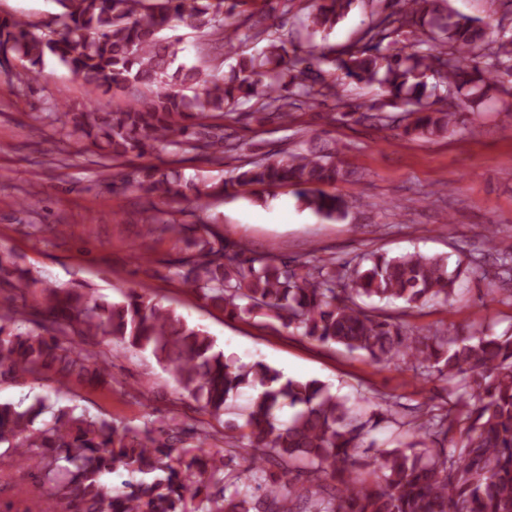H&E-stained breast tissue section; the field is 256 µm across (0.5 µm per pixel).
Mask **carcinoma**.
I'll return each mask as SVG.
<instances>
[{"label": "carcinoma", "instance_id": "1", "mask_svg": "<svg viewBox=\"0 0 512 512\" xmlns=\"http://www.w3.org/2000/svg\"><path fill=\"white\" fill-rule=\"evenodd\" d=\"M59 12L41 29L0 18V61L14 59L34 78L53 57L75 76L126 92L122 109L45 112L65 118L70 135L117 162L143 155L156 142L221 160L243 150L234 136L237 107L263 126L288 121L291 108L319 97L340 100L336 81L314 65L326 60L332 76L378 83L393 112L361 113L404 136L433 139L459 131L469 103L461 89L489 87L512 76V35L488 38L477 20L448 9L447 0H397L400 9L378 15L365 42L324 58L295 45L285 23L263 13L236 18L240 0H55ZM353 0H316L301 26L330 28ZM179 23L207 38V50L237 56L218 76L178 62L183 38L162 32ZM408 33L411 51L384 41ZM248 42L265 43L251 55ZM433 83H428V79ZM352 172L338 150H283L241 164L222 183L185 181L174 170H140L137 185L171 201L200 203L234 187L298 189L304 206L341 219L346 201L336 186ZM142 223L180 232L154 211ZM495 229L487 252L458 261L409 252L371 251L355 260H299L257 254L230 244L201 218L176 275L230 319L265 317L323 347L357 354L376 365L395 364L421 382L446 385L448 399L428 397L413 420L398 419L397 398L363 393L367 411L336 395L318 379H298L262 361L242 363L200 326L133 289L106 300L82 285L49 286L29 307L13 292L39 280L0 253V379H47L60 390L95 382L112 387V347L149 352L169 369L179 388L212 417L235 414L224 446L184 445L178 432L145 422L116 426L45 397L0 403V464L36 472L39 494L16 512H512V334H462L416 329L370 303L398 301L404 310L449 303L457 278L493 276L512 283V250H500ZM101 346L92 354L87 346ZM250 389L248 404L236 399ZM408 427L413 441L379 448L381 424ZM252 464L237 468L241 453ZM124 477L120 484L114 478Z\"/></svg>", "mask_w": 512, "mask_h": 512}]
</instances>
